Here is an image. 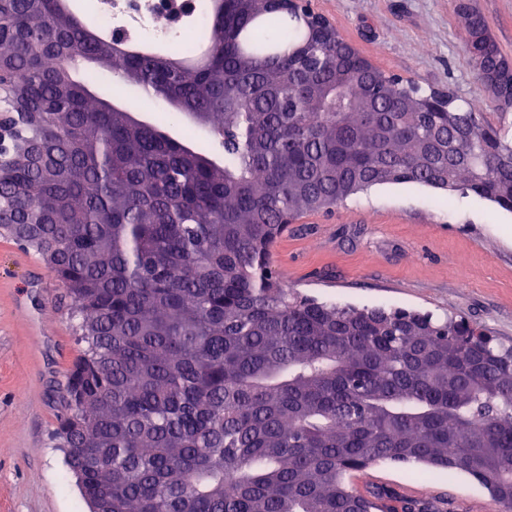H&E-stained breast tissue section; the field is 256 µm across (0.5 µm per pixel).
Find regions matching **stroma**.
Segmentation results:
<instances>
[{
    "label": "stroma",
    "mask_w": 512,
    "mask_h": 512,
    "mask_svg": "<svg viewBox=\"0 0 512 512\" xmlns=\"http://www.w3.org/2000/svg\"><path fill=\"white\" fill-rule=\"evenodd\" d=\"M388 74L512 122L465 52V9L512 60V0H311ZM289 287L326 303L460 314L512 344V211L471 192L382 184L300 217L273 256ZM71 302L42 260L0 235V512H88L57 440V397L80 353ZM51 317V335L37 319ZM470 512H490L475 479L431 472Z\"/></svg>",
    "instance_id": "35a3bbf8"
}]
</instances>
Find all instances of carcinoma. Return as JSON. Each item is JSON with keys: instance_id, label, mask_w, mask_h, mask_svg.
<instances>
[{"instance_id": "cac0c4a2", "label": "carcinoma", "mask_w": 512, "mask_h": 512, "mask_svg": "<svg viewBox=\"0 0 512 512\" xmlns=\"http://www.w3.org/2000/svg\"><path fill=\"white\" fill-rule=\"evenodd\" d=\"M216 4L195 50L122 55L68 0H0V86L24 113L0 212L79 320L59 400L91 512H372L378 463L467 474L512 512V347L461 315L319 302L269 260L296 216L374 185L512 210V125L384 76L269 0ZM467 53L512 102V62L469 15ZM172 95L224 160L98 96V70Z\"/></svg>"}]
</instances>
